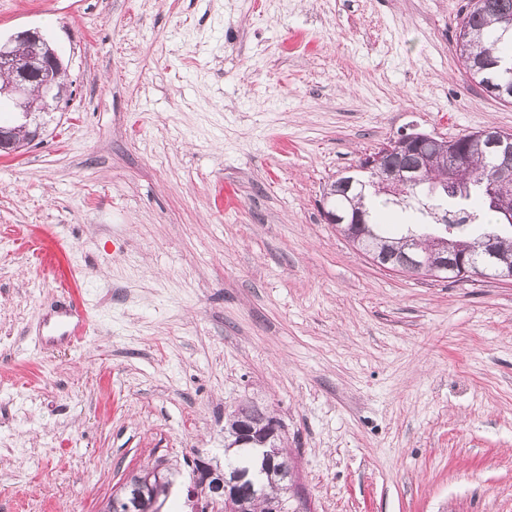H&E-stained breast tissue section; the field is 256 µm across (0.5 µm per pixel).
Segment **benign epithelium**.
<instances>
[{"label": "benign epithelium", "instance_id": "7a95c632", "mask_svg": "<svg viewBox=\"0 0 512 512\" xmlns=\"http://www.w3.org/2000/svg\"><path fill=\"white\" fill-rule=\"evenodd\" d=\"M62 64L55 50L47 46L42 33L37 29L20 31L10 38L0 40V75L6 78L0 94H6L12 101L13 111L22 115L24 122L16 126L0 128V151L10 153L18 150L16 135L29 133V141L40 136V126H31L36 116L57 109L62 98L56 96L52 87V73L61 71ZM481 137L492 155L495 174L488 190L494 203L500 205L502 224H512V207L505 201L512 198V136H505L489 130ZM398 154L404 160L397 164H384L381 157ZM448 156V164L441 176L430 187L425 199L432 200L448 192V187L462 183L458 169L459 154L456 141L435 137L421 131L405 132L389 140L380 152L363 160L360 172L366 180L363 187L378 185L383 192L396 197L407 188H415L422 183L423 175L430 169L435 155ZM482 260L494 272V279L512 282V259L504 258L498 251L497 242L489 237L481 243ZM419 266H428L438 276L448 274L458 278L469 276L478 269L479 263L463 255L442 258L432 263L422 259ZM283 428L277 421H268L260 414H245L237 425L238 438L243 443L265 444L282 437ZM292 467L288 458L280 451L266 454L262 472L284 481ZM204 496L206 509L224 506V512H243L246 499L254 495L253 476L230 465L217 472L204 461H198L194 468V481L189 489V497Z\"/></svg>", "mask_w": 512, "mask_h": 512}]
</instances>
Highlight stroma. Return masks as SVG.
I'll list each match as a JSON object with an SVG mask.
<instances>
[{
  "mask_svg": "<svg viewBox=\"0 0 512 512\" xmlns=\"http://www.w3.org/2000/svg\"><path fill=\"white\" fill-rule=\"evenodd\" d=\"M466 0H0L68 96L0 156V512H103L280 419L291 512H512V283L387 270L324 192L416 129L512 133ZM82 300L87 332L44 321ZM245 411L258 412L256 408L250 405H242L239 407L233 416V420H231V423H229L228 434L230 437H232L231 434L238 423L237 434L239 440L243 443L256 442L259 444H266L269 441L276 442L277 440H280L284 429L276 420L270 423L265 415L244 414L240 422H238L239 415ZM233 441L234 438L228 445V448H230ZM175 472L176 471H172L171 468H164L159 470V466H157L152 471H145L140 475H134L132 480L134 481L138 477L147 478L150 474H152L150 479L151 486L148 487V485L145 483L144 487L147 490V498L149 500L155 498L157 503L161 496L164 497L162 502L157 506L160 508L169 494L171 485L173 484Z\"/></svg>",
  "mask_w": 512,
  "mask_h": 512,
  "instance_id": "35a3bbf8",
  "label": "stroma"
}]
</instances>
